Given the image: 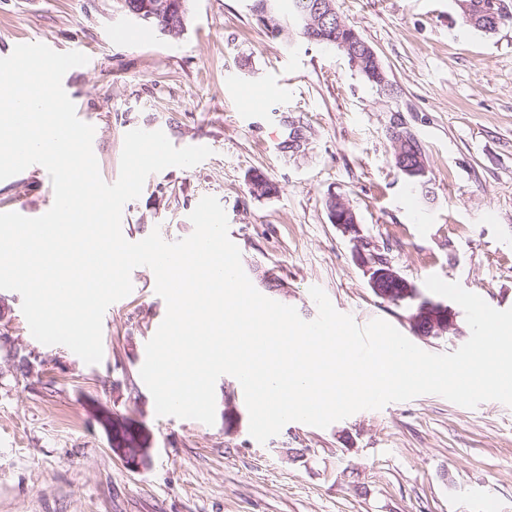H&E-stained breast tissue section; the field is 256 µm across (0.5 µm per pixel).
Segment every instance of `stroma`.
I'll list each match as a JSON object with an SVG mask.
<instances>
[{
  "instance_id": "stroma-1",
  "label": "stroma",
  "mask_w": 512,
  "mask_h": 512,
  "mask_svg": "<svg viewBox=\"0 0 512 512\" xmlns=\"http://www.w3.org/2000/svg\"><path fill=\"white\" fill-rule=\"evenodd\" d=\"M335 6L377 53L390 90L294 24L272 32L248 0H191L176 37L127 16L122 0H0V56L23 38L90 53L68 94L98 126L105 182L119 177L131 126L162 127L178 148H211L193 167L147 178L123 208L127 237L183 239L198 201L214 196L262 295L310 321L318 286L357 325L382 319L411 336L406 311L375 296L332 223L336 196L405 279L420 286L435 274L512 308V22L479 31L453 0ZM113 26L139 37L110 40ZM396 112L421 146L427 192L395 166ZM255 173L275 195H253ZM52 190L44 170L0 180V211L41 212ZM131 281L104 314L93 365L30 337L20 295L0 290V344L39 361L22 376L0 347V512H483L490 499L512 512V407L497 401L468 409L422 395L324 429L294 421L262 444L224 375L213 425L157 416L138 367L166 303L150 268ZM98 405L142 423L146 468L113 455Z\"/></svg>"
}]
</instances>
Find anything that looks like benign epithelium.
<instances>
[{"instance_id": "benign-epithelium-1", "label": "benign epithelium", "mask_w": 512, "mask_h": 512, "mask_svg": "<svg viewBox=\"0 0 512 512\" xmlns=\"http://www.w3.org/2000/svg\"><path fill=\"white\" fill-rule=\"evenodd\" d=\"M461 15L476 29L485 33L497 31L509 15V5L505 0H494V6L488 8L477 0H455ZM185 8L184 0H153L144 3L138 9L130 8L128 13L146 22L154 18L159 20L176 18ZM336 14L333 0H318L312 15L301 13L296 16L298 25L304 28L306 36L312 40L322 39L321 32L326 30L324 18ZM336 46L349 59L350 64L363 70V73L378 84L381 89L389 87V81L376 52L357 33L336 40ZM389 136L397 148L396 162L404 172L426 178L427 168L422 155L410 150L415 142L414 135L405 130L401 123L393 121L389 127ZM332 223L345 236L355 242V257L368 278L370 288L380 297H388L390 289L387 285L394 283L399 286V298L418 299L416 288L393 269L387 257L376 250L362 235L360 225L354 211L342 200H336V206L330 209ZM458 314L455 309L444 303L422 301L413 308L409 322L416 333L425 339L445 335H459L457 324ZM99 420L103 427L110 430H126L129 435L126 440L111 441L112 452L132 469L140 470L150 462L149 448L145 444V431L136 423L114 422V416L102 410Z\"/></svg>"}]
</instances>
